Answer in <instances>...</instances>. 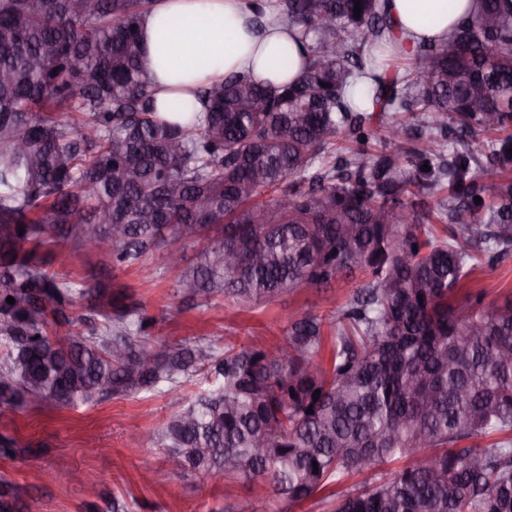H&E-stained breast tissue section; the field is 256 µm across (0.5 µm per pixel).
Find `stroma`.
Wrapping results in <instances>:
<instances>
[{"instance_id":"stroma-1","label":"stroma","mask_w":512,"mask_h":512,"mask_svg":"<svg viewBox=\"0 0 512 512\" xmlns=\"http://www.w3.org/2000/svg\"><path fill=\"white\" fill-rule=\"evenodd\" d=\"M33 253L48 261L49 271L89 281L140 308L155 320L153 338L175 348L192 338L220 346L228 336L278 343L289 322L303 315L331 322L365 280L359 274L251 307L220 296L202 304L178 293L179 272L159 252L132 267L113 265L108 249L86 252L71 241L50 242ZM478 291L489 300L512 294V258L476 268L456 296ZM204 385L199 375L173 389L107 396L93 405L0 408V436L15 441L9 454H0V481L11 483L16 512H224L228 505L234 512H280L281 503L260 483L229 484L191 473L161 485L142 481L145 470L171 469L155 437Z\"/></svg>"}]
</instances>
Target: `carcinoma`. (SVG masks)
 <instances>
[{
	"instance_id": "obj_1",
	"label": "carcinoma",
	"mask_w": 512,
	"mask_h": 512,
	"mask_svg": "<svg viewBox=\"0 0 512 512\" xmlns=\"http://www.w3.org/2000/svg\"><path fill=\"white\" fill-rule=\"evenodd\" d=\"M153 2L0 0V406L201 373L208 387L158 436L182 474L297 505L400 462L337 492L333 512H512V299L453 301L475 266L512 256V10L475 0L401 71L379 62L402 55L388 0H361L358 18L355 0H245L257 27L268 10L292 30L300 73L231 72L180 122L141 65ZM69 236L126 267L193 246L176 287L205 301L366 282L331 322L326 364L316 315L269 347L171 348L102 292L110 332L59 338L49 327L72 326L91 290L25 246Z\"/></svg>"
}]
</instances>
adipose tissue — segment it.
Segmentation results:
<instances>
[{
    "mask_svg": "<svg viewBox=\"0 0 512 512\" xmlns=\"http://www.w3.org/2000/svg\"><path fill=\"white\" fill-rule=\"evenodd\" d=\"M470 0H390L388 8L405 53L425 38H447ZM143 65L155 85L157 109L192 102L195 92L246 69L260 81L280 85L298 73L299 49L291 32L269 18L256 33L241 0H155L142 26ZM294 66L281 70L280 55Z\"/></svg>",
    "mask_w": 512,
    "mask_h": 512,
    "instance_id": "obj_1",
    "label": "adipose tissue"
}]
</instances>
